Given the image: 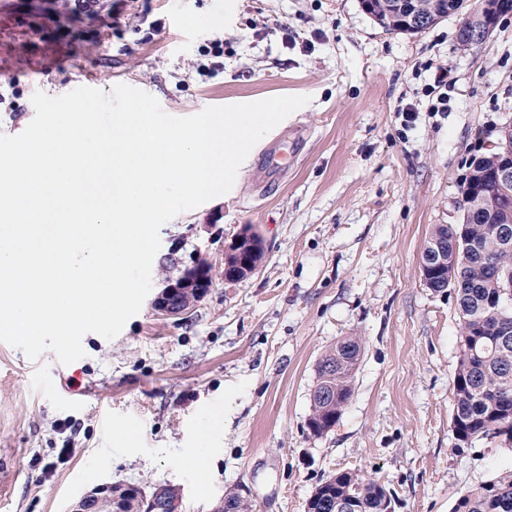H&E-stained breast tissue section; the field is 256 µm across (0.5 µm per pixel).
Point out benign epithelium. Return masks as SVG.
Returning <instances> with one entry per match:
<instances>
[{
    "mask_svg": "<svg viewBox=\"0 0 512 512\" xmlns=\"http://www.w3.org/2000/svg\"><path fill=\"white\" fill-rule=\"evenodd\" d=\"M398 7L406 10L410 25L414 28L427 27L438 20L436 10L420 0L400 2ZM501 0H478L472 11L473 21L479 26V39H485L496 26ZM495 163L488 174L495 186L497 194L484 192L478 182L465 184V189L471 195L479 194L488 202L491 213L498 216L497 233L504 241L512 240V120L503 123L497 130L494 143ZM256 244L251 237L238 236L224 254V282L240 283L239 270H244L246 276L254 275L259 267L255 260ZM422 280L427 288L434 287V280H444L445 287H457L454 270L448 268V249L435 245L430 254L420 257ZM212 285V275L200 269L187 274L174 282L167 283L153 300V306L166 314L179 313L178 302L184 294L201 296ZM112 505V484L107 483L95 488L91 493L81 496L71 507V512H88L92 502Z\"/></svg>",
    "mask_w": 512,
    "mask_h": 512,
    "instance_id": "obj_1",
    "label": "benign epithelium"
}]
</instances>
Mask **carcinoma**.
<instances>
[{
    "label": "carcinoma",
    "instance_id": "carcinoma-1",
    "mask_svg": "<svg viewBox=\"0 0 512 512\" xmlns=\"http://www.w3.org/2000/svg\"><path fill=\"white\" fill-rule=\"evenodd\" d=\"M372 12L389 13L384 28L405 32V11L392 7V0H372ZM448 240V261L464 287L456 289L455 308L460 320V355L453 377L452 430L456 446L486 436L512 440V290L485 288L490 271L512 279V244L501 246L495 219L475 210L465 236L458 237L455 224H436L429 238ZM484 245L486 261L468 260L466 244ZM363 350L360 336H342L319 359L312 391L307 429L321 436L334 427L353 395V382ZM119 498L112 512H145L146 495L137 487L117 484ZM181 489L163 485L156 512H178ZM353 503L361 512H392V498L378 480L358 472L336 474L316 486L307 501V512H340ZM214 512H252V504L235 491H228ZM453 512H512V470L479 484L461 495Z\"/></svg>",
    "mask_w": 512,
    "mask_h": 512
}]
</instances>
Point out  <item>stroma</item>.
<instances>
[{
	"mask_svg": "<svg viewBox=\"0 0 512 512\" xmlns=\"http://www.w3.org/2000/svg\"><path fill=\"white\" fill-rule=\"evenodd\" d=\"M462 15L420 34L385 30L360 0H10L0 12V134L31 97L90 77L154 96L173 116L302 95L251 150L233 188L160 230L152 284L204 260L213 284L188 313L144 300L121 333H89L83 358L31 361L0 342V512H68L105 483L182 490V512L239 491L254 512H306L341 471L376 476L394 512H452L512 470V442L452 432L460 355L452 294L422 281L436 224L459 221L472 155L512 119V13L461 51ZM224 42L210 75L197 48ZM446 74L448 108L430 93ZM262 238L246 281L222 277L243 229ZM364 340L353 395L310 435L322 353ZM205 470L182 463L189 449Z\"/></svg>",
	"mask_w": 512,
	"mask_h": 512,
	"instance_id": "obj_1",
	"label": "stroma"
}]
</instances>
